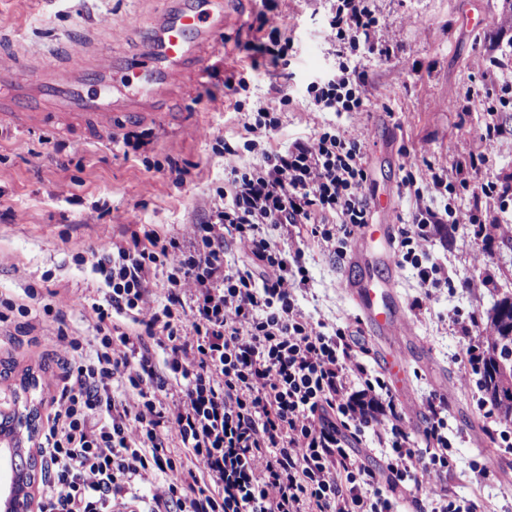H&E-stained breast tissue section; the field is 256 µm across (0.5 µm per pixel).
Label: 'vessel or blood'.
Returning a JSON list of instances; mask_svg holds the SVG:
<instances>
[{
	"label": "vessel or blood",
	"mask_w": 512,
	"mask_h": 512,
	"mask_svg": "<svg viewBox=\"0 0 512 512\" xmlns=\"http://www.w3.org/2000/svg\"><path fill=\"white\" fill-rule=\"evenodd\" d=\"M230 0H171L155 20L144 50L133 55L127 67L113 65L110 54L98 55L92 63H80L69 70L41 69L30 77L19 59L0 60V124L32 128L46 116H54L60 127L78 119H95L103 130H111L115 110L107 93L89 94L84 90L85 72L94 68L98 78L109 84L138 80L133 102L149 103L162 96L185 73L203 75L215 50L214 35L224 25ZM371 254L377 264L396 270L390 225L368 222L353 241L354 256ZM347 286L357 298V316L369 329L383 370L393 382L398 396L411 415L419 407L409 394L407 369L413 354L407 344L412 336L407 319L388 279L371 275L351 278Z\"/></svg>",
	"instance_id": "1"
}]
</instances>
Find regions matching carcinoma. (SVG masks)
Returning <instances> with one entry per match:
<instances>
[{
	"instance_id": "carcinoma-1",
	"label": "carcinoma",
	"mask_w": 512,
	"mask_h": 512,
	"mask_svg": "<svg viewBox=\"0 0 512 512\" xmlns=\"http://www.w3.org/2000/svg\"><path fill=\"white\" fill-rule=\"evenodd\" d=\"M489 401L504 416H512V297L503 298L491 318V338L482 367Z\"/></svg>"
}]
</instances>
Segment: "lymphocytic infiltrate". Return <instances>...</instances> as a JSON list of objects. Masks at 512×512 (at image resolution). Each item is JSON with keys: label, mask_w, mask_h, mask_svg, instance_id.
<instances>
[{"label": "lymphocytic infiltrate", "mask_w": 512, "mask_h": 512, "mask_svg": "<svg viewBox=\"0 0 512 512\" xmlns=\"http://www.w3.org/2000/svg\"><path fill=\"white\" fill-rule=\"evenodd\" d=\"M329 28L350 57L311 83L313 105L365 111L368 75L351 58L393 54L374 0H336ZM245 148L259 160L231 169L204 222L179 237L145 228L92 252L105 283L79 310L92 337L68 334L63 305H43L35 323L29 305L0 298V325L19 316L28 330L48 329L63 366L38 512H397L403 498L417 512H489L453 485L445 400L428 398L427 444L415 447L364 349L298 303L308 242L343 254L369 219L361 134ZM458 184L471 193L464 212L443 171L414 192L395 257L421 287L448 281L430 251L444 227L483 223L512 197L506 181ZM228 242L248 263L227 260ZM160 475L164 489L144 500L141 486Z\"/></svg>", "instance_id": "lymphocytic-infiltrate-1"}]
</instances>
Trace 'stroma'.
<instances>
[{"label": "stroma", "mask_w": 512, "mask_h": 512, "mask_svg": "<svg viewBox=\"0 0 512 512\" xmlns=\"http://www.w3.org/2000/svg\"><path fill=\"white\" fill-rule=\"evenodd\" d=\"M166 0H0V56L24 57L32 68L65 66L93 59L102 50L115 63L143 50L153 20ZM332 0H242L215 35L219 51L205 76L174 88L151 118H118L111 132L92 123L61 133L54 122L35 131L0 127V295L22 299L34 288L39 304L66 302L72 307L99 299L103 286L77 253H90L120 241L141 227L170 236L204 221L211 199L224 189L232 167L254 159L243 147L250 135L243 112L274 108L280 126L261 138L265 149L283 150L318 131L334 127L364 135L365 164L376 171L367 194L393 190L389 220L401 232L415 199L401 189L406 172L423 177L427 164L452 168L479 160L483 181L512 179V102L497 103L501 81L493 62L512 56V0H376L378 34L396 51L389 60L359 58L369 75L366 111H313L307 87L334 73L338 46L328 33ZM277 8L291 39L287 65H272L255 47L263 37L260 16ZM137 18L140 32L128 30ZM244 79L238 97L224 90L227 78ZM288 105H281V96ZM502 124L495 140L478 132L486 122ZM136 142L129 153L124 140ZM71 185L76 201L60 196ZM512 222L491 210L485 223L452 224L447 243L433 242L432 253L448 267L453 287L425 292L411 268L404 267L396 290L412 326L420 358L408 376L418 402L439 393L448 404L449 453L458 476L459 495L481 492L491 512H512V454L493 441L492 422L477 385H460L461 360L470 345L486 347L494 304L512 295ZM309 288L298 295L304 311L331 326L349 328L367 347L365 361L381 373L370 347L372 338L356 320L346 292L350 255L312 247L306 256ZM421 308H414V300ZM477 311L480 325L461 336L456 313ZM0 391L16 389L24 373L38 377L39 416H47L56 391L59 366L44 343L25 330H0ZM484 463L485 485L468 482L471 462Z\"/></svg>", "instance_id": "35a3bbf8"}]
</instances>
